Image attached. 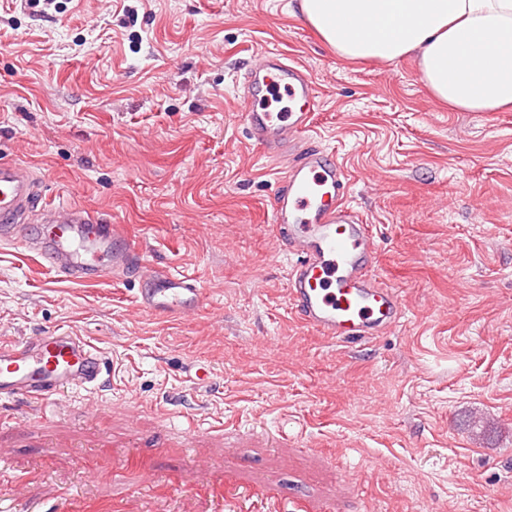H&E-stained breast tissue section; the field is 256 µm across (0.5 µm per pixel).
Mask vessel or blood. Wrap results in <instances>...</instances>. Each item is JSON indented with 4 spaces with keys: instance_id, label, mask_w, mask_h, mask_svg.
Returning <instances> with one entry per match:
<instances>
[{
    "instance_id": "obj_1",
    "label": "vessel or blood",
    "mask_w": 512,
    "mask_h": 512,
    "mask_svg": "<svg viewBox=\"0 0 512 512\" xmlns=\"http://www.w3.org/2000/svg\"><path fill=\"white\" fill-rule=\"evenodd\" d=\"M239 112L251 141L283 162L272 223L289 260L290 311L304 327L331 339H365L398 326L403 309L395 288L378 273L379 243L347 200L351 175L311 135L317 91L305 69L277 52L257 55L244 77ZM280 90L296 111L267 112ZM0 244L18 245L44 260L55 278L92 283L108 274L136 275L140 308L178 318L203 307V288L189 276L148 265L120 225L83 207L36 199L29 167L0 162ZM106 361L87 339L56 328L0 340V400L43 403L75 390H98Z\"/></svg>"
}]
</instances>
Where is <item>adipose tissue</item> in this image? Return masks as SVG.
Masks as SVG:
<instances>
[{"label":"adipose tissue","instance_id":"1","mask_svg":"<svg viewBox=\"0 0 512 512\" xmlns=\"http://www.w3.org/2000/svg\"><path fill=\"white\" fill-rule=\"evenodd\" d=\"M296 10L341 59L411 56L449 107H512V0H296Z\"/></svg>","mask_w":512,"mask_h":512}]
</instances>
